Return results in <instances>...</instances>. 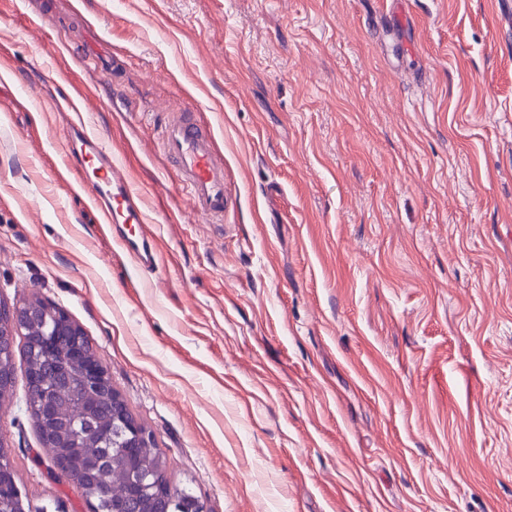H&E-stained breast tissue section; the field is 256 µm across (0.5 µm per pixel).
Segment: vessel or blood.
<instances>
[{
    "label": "vessel or blood",
    "instance_id": "obj_1",
    "mask_svg": "<svg viewBox=\"0 0 512 512\" xmlns=\"http://www.w3.org/2000/svg\"><path fill=\"white\" fill-rule=\"evenodd\" d=\"M69 107L74 119L65 153L67 158L84 163L80 181L96 205L100 223L123 226L122 248L142 270H152L158 261V248L148 230L149 217L139 192L104 139L88 128L82 102L70 101ZM161 144L193 210L209 222L223 221L228 205L224 161L214 150L210 128L199 124L194 112H174L162 130Z\"/></svg>",
    "mask_w": 512,
    "mask_h": 512
}]
</instances>
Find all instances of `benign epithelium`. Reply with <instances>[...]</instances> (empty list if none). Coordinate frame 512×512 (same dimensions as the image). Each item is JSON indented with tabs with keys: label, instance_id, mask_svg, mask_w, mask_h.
Masks as SVG:
<instances>
[{
	"label": "benign epithelium",
	"instance_id": "obj_1",
	"mask_svg": "<svg viewBox=\"0 0 512 512\" xmlns=\"http://www.w3.org/2000/svg\"><path fill=\"white\" fill-rule=\"evenodd\" d=\"M41 317L50 321L49 333L39 344L41 351L50 353L66 341L67 358L75 368L78 379V391L69 403L72 414L79 418L89 416L98 404V393L102 386L111 387L114 407H119L123 399L119 392L112 388V379L106 368L98 359L94 350L86 342L85 333L69 314L61 307L40 299L29 300L11 308L0 305V343H9L17 336L25 335L30 320ZM37 380L43 398L40 402L28 405L34 421L45 427L59 418L55 403V377L46 372L33 376ZM112 430L125 436L128 448L154 447L153 435L139 422L119 420L112 425ZM87 437L80 431H69L61 435V439H48L44 447L52 449L54 466L66 478L83 471L105 470L112 464L109 455L102 453L97 456L83 453Z\"/></svg>",
	"mask_w": 512,
	"mask_h": 512
}]
</instances>
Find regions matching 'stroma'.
Returning <instances> with one entry per match:
<instances>
[{
    "instance_id": "stroma-1",
    "label": "stroma",
    "mask_w": 512,
    "mask_h": 512,
    "mask_svg": "<svg viewBox=\"0 0 512 512\" xmlns=\"http://www.w3.org/2000/svg\"><path fill=\"white\" fill-rule=\"evenodd\" d=\"M59 95L142 193L153 270L97 223ZM183 110L223 223L160 147ZM32 298L206 512H512V0H0V304ZM15 349L29 510L92 512ZM161 144L193 210L209 222H223L228 205L224 160L214 150L210 128L199 124L192 111L173 112Z\"/></svg>"
}]
</instances>
